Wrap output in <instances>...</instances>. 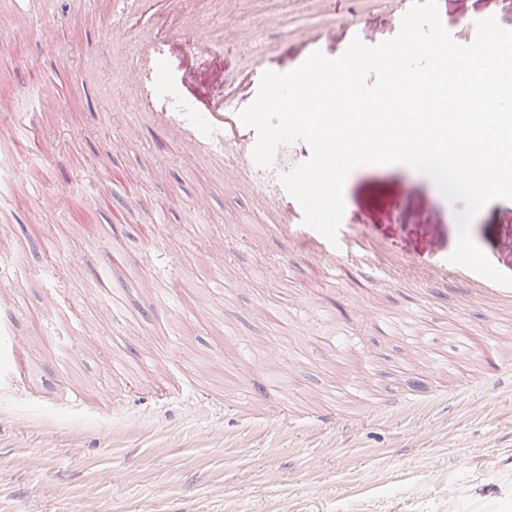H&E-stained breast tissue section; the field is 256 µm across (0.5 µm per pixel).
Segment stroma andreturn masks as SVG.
I'll return each mask as SVG.
<instances>
[{
    "instance_id": "stroma-1",
    "label": "stroma",
    "mask_w": 512,
    "mask_h": 512,
    "mask_svg": "<svg viewBox=\"0 0 512 512\" xmlns=\"http://www.w3.org/2000/svg\"><path fill=\"white\" fill-rule=\"evenodd\" d=\"M50 0L33 21L0 28V125L29 131L0 175V314L20 372L0 384V512H505L512 506V305L471 299L431 277L454 251L464 205L400 164L361 165L343 186L342 224L416 268L376 285L356 271L328 283L267 230L255 193L167 138L163 122L252 103L264 71L288 72L314 51L340 57L352 39L394 38L412 0H311L271 26L250 10L228 19L204 52L171 33V0H147L112 30L114 0L71 11ZM453 39L474 41L471 16L512 29V0H438ZM172 83L135 71L140 94L85 54H118L142 25ZM71 56L58 68L59 55ZM258 175L273 205L302 218L280 174L310 155L283 146ZM137 187L130 197L129 187ZM476 244L512 271V200L469 221ZM118 247L112 316L94 272ZM405 326L375 335L362 305ZM220 308L232 334L211 312ZM410 394L409 409L381 402ZM276 481H269V473Z\"/></svg>"
}]
</instances>
